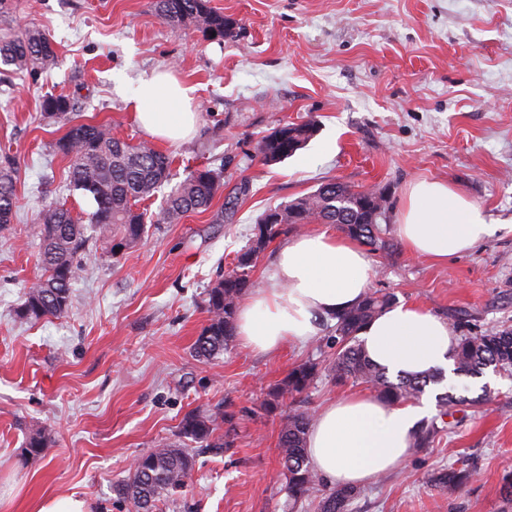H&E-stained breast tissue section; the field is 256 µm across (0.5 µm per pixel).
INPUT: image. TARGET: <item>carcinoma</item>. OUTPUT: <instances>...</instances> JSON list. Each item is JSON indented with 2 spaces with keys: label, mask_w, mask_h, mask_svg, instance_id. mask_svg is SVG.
I'll list each match as a JSON object with an SVG mask.
<instances>
[{
  "label": "carcinoma",
  "mask_w": 512,
  "mask_h": 512,
  "mask_svg": "<svg viewBox=\"0 0 512 512\" xmlns=\"http://www.w3.org/2000/svg\"><path fill=\"white\" fill-rule=\"evenodd\" d=\"M154 9L161 21L174 29L193 27L222 41L234 36L236 22L213 8L210 0H155ZM57 52L51 39L39 29H29L19 36L0 37V63L19 72L47 70L56 65ZM74 100L68 95L46 94L40 111L47 119L69 124L68 131L55 142V151L69 158L66 186L92 200L93 210L75 216L63 204H50L37 215L41 224V274L25 292L17 316L25 322L65 314L70 304L73 283L79 276L80 256L86 248L87 230L121 248L142 239L146 224L152 220L141 203L153 197L172 177L171 157L146 142L132 144L100 125L75 123L71 118ZM313 121L285 123L263 136L258 154L265 163H278L293 156L316 133ZM17 165L10 156L0 161V231L13 223L16 199ZM224 193V178L207 168L189 170L182 181L163 196L160 221L173 223L188 213L209 210L215 198ZM280 216L277 224L264 223L268 212L256 222L250 243L234 258L235 269L217 279L207 293L208 323L194 343L195 355L210 359L224 353L235 336L239 302L252 287L249 272L259 255L280 234L284 225L336 224L348 237L371 252L389 247L388 218L390 201L376 190H356L341 183L327 182L315 191L272 208ZM393 297L381 291L368 292L357 304L336 314L329 336L336 346L330 363L332 379L338 386L349 382L369 386L381 399L405 403L420 398L426 387L443 381L435 370L417 376L391 378L385 369L372 363L358 333L372 319L390 306ZM457 346L453 355L454 374L480 377L485 370L512 373V327L490 326L473 331L462 323L453 325ZM319 376V363L308 360L294 366L274 387L263 403L268 414L282 409L285 401L308 390ZM448 416L458 406L476 410L488 401L487 393L475 397L447 391L438 395ZM233 416L224 407L195 409L179 422V438L197 443L213 455L224 453L230 442L220 433L224 422ZM315 419L314 413L300 407L284 416L279 435V455L286 478L291 508H300L322 479L310 464L306 440ZM451 427L446 421L421 422L414 433L415 447L424 448L437 434ZM51 445L44 431L31 434L25 442L26 453L39 456ZM196 465L191 448L169 445L136 458L128 477L114 487L117 500L133 504L135 512H154L158 502L176 495L184 488ZM472 475L465 468L450 467L434 477L443 492L454 493ZM360 495L354 487H337L321 494L317 512H348L350 503Z\"/></svg>",
  "instance_id": "obj_1"
}]
</instances>
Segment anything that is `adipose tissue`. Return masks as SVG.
I'll return each mask as SVG.
<instances>
[{
  "instance_id": "obj_1",
  "label": "adipose tissue",
  "mask_w": 512,
  "mask_h": 512,
  "mask_svg": "<svg viewBox=\"0 0 512 512\" xmlns=\"http://www.w3.org/2000/svg\"><path fill=\"white\" fill-rule=\"evenodd\" d=\"M192 89L159 71L139 80L128 102L152 137L181 141L196 130ZM497 230L453 185L422 179L407 189L398 232L406 249L443 262L471 251ZM371 263L353 239L328 231L295 237L277 253L268 288L249 295L236 334L250 350L272 354L315 336L323 321L358 303L369 290ZM368 358L390 374L451 369L457 345L447 321L412 303L390 306L359 333ZM422 410L364 393L325 406L307 437L308 457L329 483L357 486L398 470L412 454Z\"/></svg>"
}]
</instances>
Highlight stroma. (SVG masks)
<instances>
[{
	"instance_id": "obj_1",
	"label": "stroma",
	"mask_w": 512,
	"mask_h": 512,
	"mask_svg": "<svg viewBox=\"0 0 512 512\" xmlns=\"http://www.w3.org/2000/svg\"><path fill=\"white\" fill-rule=\"evenodd\" d=\"M237 22L236 36L209 39L174 30L150 0H16L7 29L36 28L54 42L57 65L21 75L0 65V156L18 162L16 218L0 232V512H36L45 498L75 493L90 512H134L114 486L133 460L178 442L195 407L233 413L224 454L198 453L184 490L157 512H287L279 463L280 417L260 406L270 385L313 359L323 370L288 407L312 412L356 393L336 386L327 365L330 328L304 346L261 355L234 342L209 362L193 345L206 325L205 292L270 207L335 180L390 197V224L409 183L454 184L497 224L476 249L438 264L410 254L397 232L371 254V286L473 330L512 325V0H210ZM174 70L193 87L197 132L156 142L174 159L175 180L203 165L238 190L224 205L152 224L145 238L111 252L89 239L68 311L18 320L38 273L40 210L64 202L75 214L89 199L65 190L68 161L54 150L67 127L43 119L39 101L76 95V121L109 125L131 143L149 135L126 101L141 77ZM315 121L309 144L264 164L260 139L283 123ZM470 397L489 389L482 412L456 418L451 434L414 449L397 472L363 486L351 512H512V375H450L427 388ZM53 440L37 457L28 434ZM468 461L477 471L454 494L433 483Z\"/></svg>"
}]
</instances>
